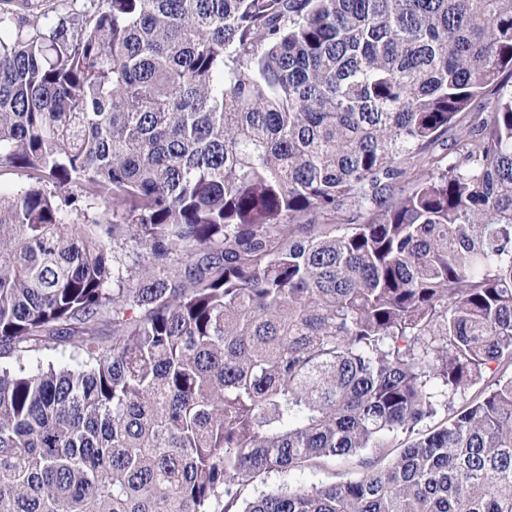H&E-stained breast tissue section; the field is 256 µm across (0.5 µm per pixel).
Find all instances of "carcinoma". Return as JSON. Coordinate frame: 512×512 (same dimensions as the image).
I'll return each instance as SVG.
<instances>
[{
	"mask_svg": "<svg viewBox=\"0 0 512 512\" xmlns=\"http://www.w3.org/2000/svg\"><path fill=\"white\" fill-rule=\"evenodd\" d=\"M104 2L0 14V512H512V0ZM104 0H0V13L3 10L17 12L18 21L30 20L40 29L56 26L63 19L76 14H90L103 7ZM22 2H32L28 8L21 7ZM24 18V19H21ZM373 451H363L347 459L336 460V463H328L320 468H305L300 471L288 473L271 472L263 474L255 479L245 490L246 494L258 495L262 492L277 489L279 487L295 485L300 482H339L360 475L362 470L360 462L363 458L371 457Z\"/></svg>",
	"mask_w": 512,
	"mask_h": 512,
	"instance_id": "obj_1",
	"label": "carcinoma"
}]
</instances>
